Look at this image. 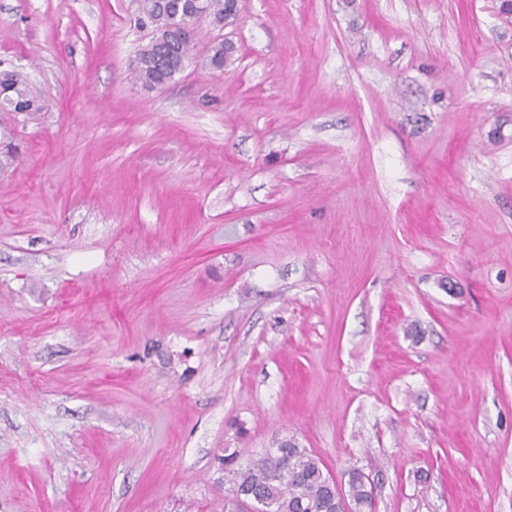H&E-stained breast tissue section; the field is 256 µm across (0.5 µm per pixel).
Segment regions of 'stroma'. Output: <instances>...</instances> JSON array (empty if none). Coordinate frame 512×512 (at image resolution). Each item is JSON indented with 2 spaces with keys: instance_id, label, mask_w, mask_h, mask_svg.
<instances>
[{
  "instance_id": "obj_1",
  "label": "stroma",
  "mask_w": 512,
  "mask_h": 512,
  "mask_svg": "<svg viewBox=\"0 0 512 512\" xmlns=\"http://www.w3.org/2000/svg\"><path fill=\"white\" fill-rule=\"evenodd\" d=\"M501 5L242 0L147 89L132 0H0L44 105L0 129V512H222L284 438L373 512H512Z\"/></svg>"
}]
</instances>
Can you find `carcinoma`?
Returning a JSON list of instances; mask_svg holds the SVG:
<instances>
[{"mask_svg":"<svg viewBox=\"0 0 512 512\" xmlns=\"http://www.w3.org/2000/svg\"><path fill=\"white\" fill-rule=\"evenodd\" d=\"M236 8L234 0H136L137 24L149 30V40L137 57L135 78L146 88L172 81L190 59L195 28L176 32L174 17L206 18L213 25ZM42 111L38 93L15 71L0 72V112L23 121ZM230 489L275 502L276 512H333L337 488L327 480L322 464L304 448H280L259 457H243L235 450L224 456ZM371 496L367 479L349 472L346 498L361 512Z\"/></svg>","mask_w":512,"mask_h":512,"instance_id":"obj_1","label":"carcinoma"}]
</instances>
